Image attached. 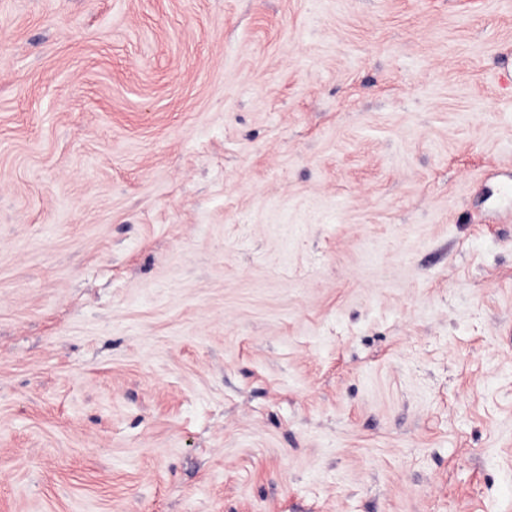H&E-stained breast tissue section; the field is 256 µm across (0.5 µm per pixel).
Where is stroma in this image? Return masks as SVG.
Listing matches in <instances>:
<instances>
[{"label":"stroma","mask_w":512,"mask_h":512,"mask_svg":"<svg viewBox=\"0 0 512 512\" xmlns=\"http://www.w3.org/2000/svg\"><path fill=\"white\" fill-rule=\"evenodd\" d=\"M0 512H512V0H0Z\"/></svg>","instance_id":"1"}]
</instances>
